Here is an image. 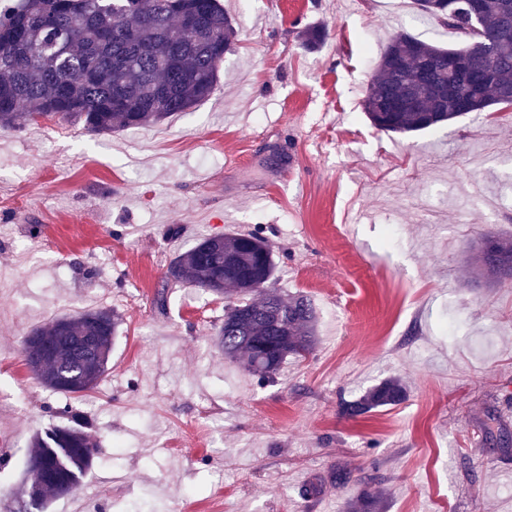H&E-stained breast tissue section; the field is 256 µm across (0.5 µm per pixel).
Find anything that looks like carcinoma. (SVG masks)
I'll return each mask as SVG.
<instances>
[{
  "instance_id": "1",
  "label": "carcinoma",
  "mask_w": 512,
  "mask_h": 512,
  "mask_svg": "<svg viewBox=\"0 0 512 512\" xmlns=\"http://www.w3.org/2000/svg\"><path fill=\"white\" fill-rule=\"evenodd\" d=\"M422 15L454 30L465 46L450 49L408 32L392 34L363 101L376 129L421 132L493 105L512 107V0H482L481 45L473 46L464 15L448 19L447 0H414ZM196 25L186 24V16ZM0 130L17 131L37 118H73L92 134L160 124L209 99L236 29L220 0H17L0 11ZM323 25L309 27L306 50L324 41ZM465 52L471 70L493 69L476 91L448 89V57ZM473 265L494 280L512 277V236L484 234ZM274 254L256 234L205 237L172 260L168 284L187 283L227 299L217 337L224 358L270 378L288 357L310 354L316 315L304 297L273 289ZM118 319L105 308L58 317L23 341L25 365L43 387L75 395L98 387L109 370ZM407 398L398 379H387L343 413L357 417ZM36 433L26 457L30 480L24 510L46 508L79 488L96 461L95 442L81 416ZM381 493L367 491L356 512H378Z\"/></svg>"
}]
</instances>
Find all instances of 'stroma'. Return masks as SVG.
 Listing matches in <instances>:
<instances>
[{"mask_svg": "<svg viewBox=\"0 0 512 512\" xmlns=\"http://www.w3.org/2000/svg\"><path fill=\"white\" fill-rule=\"evenodd\" d=\"M221 3L234 49L190 111L105 135L0 131V512H17L30 441L66 405L98 459L47 512H349L366 489L383 512H512V279L467 270L472 241L512 234V108L381 132L362 101L388 37L460 47L452 30L410 0ZM316 24L329 36L310 52ZM228 233L265 238L275 288L317 312L313 352L272 378L215 347L223 298L164 282ZM99 307L119 320L100 386H40L23 337ZM388 378L403 403L343 414ZM340 468L368 485H337Z\"/></svg>", "mask_w": 512, "mask_h": 512, "instance_id": "obj_1", "label": "stroma"}]
</instances>
